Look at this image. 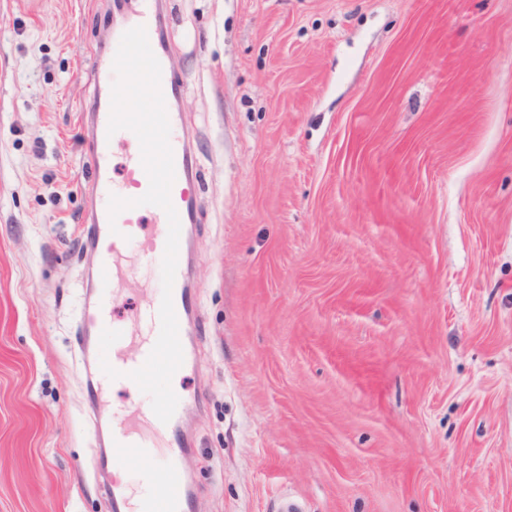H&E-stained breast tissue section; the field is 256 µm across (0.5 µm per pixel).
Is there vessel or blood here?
<instances>
[{"label":"vessel or blood","mask_w":512,"mask_h":512,"mask_svg":"<svg viewBox=\"0 0 512 512\" xmlns=\"http://www.w3.org/2000/svg\"><path fill=\"white\" fill-rule=\"evenodd\" d=\"M135 25L145 27L148 36H155L160 20V0H135ZM111 102L93 98L81 114V123L87 132L83 144V165L92 175L90 182V206L82 226L80 250L88 255L91 266L86 285L92 293L91 310L82 322L81 346L90 349L94 337L103 329L113 328L112 303L115 299L114 282L123 276L126 268L124 258L131 243H139L142 262L162 258L168 235V220L162 209H155V232L150 237L140 235L141 225L138 209L121 212L117 218L108 213L109 198L117 191L112 182V148L115 143L133 139L128 130L109 133L108 123ZM170 144L175 165V181L170 197L176 209L181 228H188L194 221L195 201L198 194V179L195 158L186 134L177 130L179 115L169 112ZM131 197L142 196L149 181L141 163L140 154H133L127 169ZM188 269L185 255H178L175 281L172 291L174 310L179 329H186L187 320L194 307V299L186 286ZM160 298L146 300L136 311L140 325L136 338V353L133 357L119 354L110 358V365L119 371L117 379H109L102 370H94L87 377L90 403H98L115 388L130 386L129 372L141 367L152 350L160 331ZM112 420L111 449L98 460L99 468L106 473L126 466L130 460H150L155 456L152 438L142 432L139 424L153 419L151 406L115 408L109 413ZM148 482L158 484L157 495L148 498L139 512H193V500L186 488L179 462L178 452H170L161 466L145 472Z\"/></svg>","instance_id":"1"}]
</instances>
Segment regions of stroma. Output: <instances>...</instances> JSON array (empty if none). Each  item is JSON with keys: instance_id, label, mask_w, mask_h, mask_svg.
<instances>
[{"instance_id": "obj_1", "label": "stroma", "mask_w": 512, "mask_h": 512, "mask_svg": "<svg viewBox=\"0 0 512 512\" xmlns=\"http://www.w3.org/2000/svg\"><path fill=\"white\" fill-rule=\"evenodd\" d=\"M167 2L196 512H512V0ZM130 8L0 0V512H112L81 112ZM126 262L133 335L158 279ZM136 384L127 377H120L115 380L109 379L101 370L100 354L98 355L94 372L87 377L88 397L91 404L96 405L106 398L113 388H122Z\"/></svg>"}]
</instances>
